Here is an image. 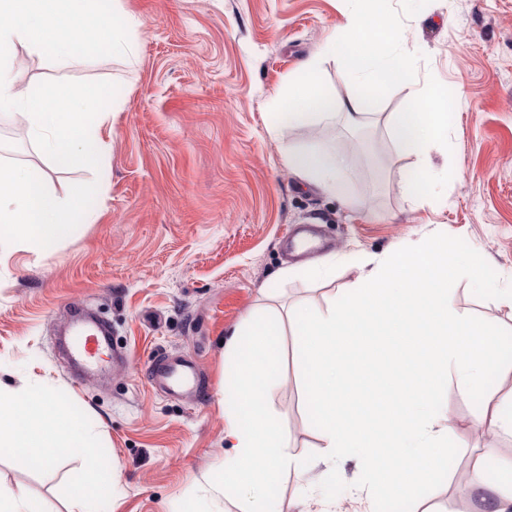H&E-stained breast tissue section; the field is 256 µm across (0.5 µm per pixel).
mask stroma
<instances>
[{
	"mask_svg": "<svg viewBox=\"0 0 512 512\" xmlns=\"http://www.w3.org/2000/svg\"><path fill=\"white\" fill-rule=\"evenodd\" d=\"M134 22L133 56L66 68L18 47L27 60L17 80L110 81L119 92L101 128L100 172L56 170L25 135L21 116L0 118V160L41 174L65 196L97 181L101 190L84 223L47 253L0 251V385L48 388L97 435V466L77 452L44 467L0 449V486L23 492L36 512H71V487L83 477L115 479L102 512H187L207 500L212 512H240L211 478L224 464L225 345L253 314L276 317L282 381L270 401L290 434V451L309 458L303 478L284 474L279 512H368L366 503L319 489L330 470L345 483L357 460H324L320 431L308 417L291 313L326 310L363 273V260L442 232L464 239L512 285V0H430L405 18L402 38L420 54L421 77L462 91L452 149L432 155L453 178L439 199L417 202L402 188L413 159L400 155L388 128L408 99L395 88L375 115L351 127L345 114L299 123L277 134L267 124L289 74L319 56L347 22L346 0H120ZM347 141L355 151L342 195L306 185L284 164L288 147ZM318 225L324 246L313 259L335 264L336 277L280 280L299 266L287 257L288 231ZM466 314L512 327V308L474 296L456 282ZM112 324V346L125 360L110 376L72 383L56 331L73 303ZM160 351L190 357L202 392L185 399L152 388L142 371ZM460 450L443 484L418 512H472L459 485L478 448L476 406L447 389Z\"/></svg>",
	"mask_w": 512,
	"mask_h": 512,
	"instance_id": "35a3bbf8",
	"label": "stroma"
}]
</instances>
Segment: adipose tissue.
<instances>
[{
    "mask_svg": "<svg viewBox=\"0 0 512 512\" xmlns=\"http://www.w3.org/2000/svg\"><path fill=\"white\" fill-rule=\"evenodd\" d=\"M284 161L306 184L342 194L347 159L336 148L321 142L292 147ZM99 191V184H85L60 198L29 169L0 162V249L20 245L39 253L52 250L72 225L88 217L86 201ZM0 447L43 466L73 448L94 455L96 441L91 428L69 420L49 392L0 387ZM495 460V447H485L471 468L466 491L479 496L483 512H512V463L492 474L488 468Z\"/></svg>",
    "mask_w": 512,
    "mask_h": 512,
    "instance_id": "obj_1",
    "label": "adipose tissue"
}]
</instances>
